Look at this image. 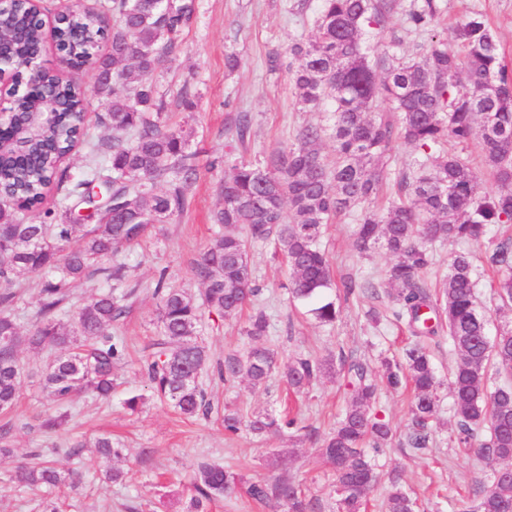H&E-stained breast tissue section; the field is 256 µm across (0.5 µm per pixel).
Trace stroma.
I'll use <instances>...</instances> for the list:
<instances>
[{
  "instance_id": "obj_1",
  "label": "stroma",
  "mask_w": 512,
  "mask_h": 512,
  "mask_svg": "<svg viewBox=\"0 0 512 512\" xmlns=\"http://www.w3.org/2000/svg\"><path fill=\"white\" fill-rule=\"evenodd\" d=\"M413 3L396 0L385 24L369 35L366 50L371 62L416 57L434 34L444 38L449 49H458V25L478 12L512 66V0H438L440 15L430 31L408 27L406 16ZM319 8L320 0H197L192 24L170 61L154 74L167 102L164 121L182 131L190 150L198 154L199 175L188 192V204L170 223L151 226L139 243L103 261L107 267L124 265L126 286L137 290L120 323L119 333L129 347V357L117 370L110 399L78 394L61 429L40 430V421L56 411L40 386L41 371L53 353L19 348L24 370L19 399L8 417H0V426L10 428L13 446L11 455L0 457V512H38L37 497L15 480L19 467L36 448L59 469L74 472L81 480L80 491L68 494L65 512H107L103 509L107 502L112 505L108 512H183L197 465L203 460L239 471L251 480L303 483L322 499V512H334L332 475L318 453L317 440L330 431L349 400L352 389L343 373L327 374L305 393L294 395L288 393L277 373L265 385L255 387L242 379L227 385L207 371L200 383L219 411L207 418L185 419L171 405L149 396L140 371L142 356L159 337L153 295L157 281L195 298L200 295L202 286L193 276V266L216 231L211 216L224 204L219 190L224 170L210 168L209 162L222 156L230 139L227 128L235 114L246 112L251 117L247 138L236 146L237 155L261 162L296 143L304 127L333 123L331 102L316 109L299 104L293 58L288 53L293 42L314 36ZM229 54L240 61L232 71L225 66ZM272 56L280 57L279 70L269 69L267 60ZM357 219L354 211L336 217L325 225L320 239L332 275V286L324 296L341 308L340 317L330 325L315 320L310 303L290 299L285 262L273 244L251 245L252 279L260 290L258 306L267 316V343L277 352L280 365L299 355L334 360L343 354L377 373L382 357L402 354L411 344L408 332L388 318L386 296L343 295L344 283L351 280L382 284L392 261L382 249L365 255L354 250ZM489 250L485 244L472 247L471 253L479 271L477 302L489 310V332L494 335L512 326V312L496 315L491 311L494 280L487 270ZM372 308L381 313L379 322L369 320L367 312ZM246 322L243 312L204 317L201 338L211 361L243 354L251 347L252 341L244 333ZM428 349L441 383L438 413L432 424L435 443L426 453H413L404 442L411 424L410 393L380 390L372 413L392 427L394 438L376 457L383 481L372 492L366 512H384V478L394 471L401 474L423 512H464L477 503L496 468L474 449L457 446L448 386L455 353L444 336L430 339ZM135 394L145 395L146 400L133 414L124 401ZM290 407L306 429L304 436L224 432L221 410L250 418L278 414ZM102 435L112 437L122 450L118 466L126 473L123 481L101 480L108 463L98 456L94 441ZM76 444L81 447L79 455H68V448Z\"/></svg>"
}]
</instances>
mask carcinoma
<instances>
[{"label": "carcinoma", "mask_w": 512, "mask_h": 512, "mask_svg": "<svg viewBox=\"0 0 512 512\" xmlns=\"http://www.w3.org/2000/svg\"><path fill=\"white\" fill-rule=\"evenodd\" d=\"M393 0H321L315 21L316 36L296 41L289 54L301 59L293 81L298 101L317 106L333 102L335 121L330 129L309 125L298 143L282 149L276 161L263 165L224 153L220 181L224 206L214 215L219 227L193 267L203 285L201 303L179 288L164 286L160 273L157 298L160 338L144 358L143 373L152 394L187 418L207 417L212 402L199 384L208 353L200 340L203 311L224 316L256 302L249 246L274 242L289 269L288 290L297 300H314L331 284L330 263L319 246L323 226L334 217L360 210L355 247L361 254L386 250L394 262L385 274L384 292L392 303L391 317L406 324L415 342L402 357L381 360L388 388L411 385V427L406 443L424 452L433 443L438 381L424 339L448 332L456 360L451 368V396L457 419V444L478 447V453L497 461L512 453V328L496 340L487 336L488 316L475 298L477 283L473 256L467 250L451 259L448 274L437 291H430L425 274L435 265L431 245L436 242L480 244L489 226L512 225V71L503 62L496 36L483 16L475 13L457 29L463 53L448 51L434 35L417 58L393 62L377 73L363 50L370 30L383 22ZM112 31L103 32L96 18L83 14L59 26L57 38L81 57L109 37L111 54L97 66V90L108 100L105 123L112 127L111 155L98 158L91 149L83 178L66 189L90 211L91 224L29 223L8 207L0 208V414L17 400L23 367L17 348L50 347L56 354L41 374L43 391L58 405L78 392L100 399L112 396L115 372L125 363L127 345L114 326L130 308L136 288H124L122 267L97 266L140 240L154 224H166L187 205L189 187L198 175L195 154L187 150L181 133L162 121L165 101L152 75L189 27L195 0H172L162 8L156 0H112ZM437 0H419L406 21L415 31L435 23ZM16 34L4 46L11 57L38 54L44 46L41 26L16 7ZM43 89L65 105L51 122L35 128L28 157L13 149L0 152V186L24 209L40 204L52 185L63 187L65 171L59 155L82 141L83 122L73 114L84 108L81 91L44 77ZM384 100L398 112L397 121L375 112ZM333 143L332 159L319 150L324 133ZM421 151L424 159L408 178L395 181L394 195L382 212L368 207L388 181L384 158L396 141ZM478 142L487 174L497 190L476 195L478 174L457 149ZM164 184L166 189L157 190ZM489 263L499 274V308L512 310V236L497 244ZM114 281L111 289L87 301L69 323L59 318L71 283L96 274ZM24 274L41 278L36 319L29 333L20 334L12 306ZM323 324H333L341 309L333 301L312 309ZM268 320L254 312L245 326L253 340L267 335ZM274 350L254 345L242 356L217 364L224 382L239 378L262 385L277 368ZM333 363L299 357L283 372L288 387L309 386ZM506 378L488 386L489 369ZM338 371L351 379L353 393L336 426L320 440L319 454L335 475V487L350 492L336 495L337 512H361L379 481L374 457L387 447L392 428L371 413L377 385L361 362L343 355ZM224 430L245 427L255 435L297 428L290 415H257L243 423L234 412L223 415ZM94 447L105 460L122 449L103 436ZM33 463L21 467L17 479L41 492V512H61L59 494L79 489L80 481L32 452ZM245 482L242 474L207 461L201 462L184 512H210V505ZM246 493L259 503H272L281 512H320L319 499L291 482L255 480ZM414 499L399 479L390 481L387 512H416ZM474 512H512V480H492Z\"/></svg>", "instance_id": "1"}]
</instances>
